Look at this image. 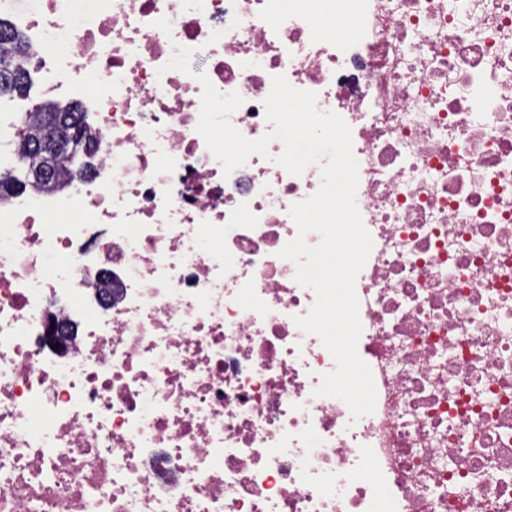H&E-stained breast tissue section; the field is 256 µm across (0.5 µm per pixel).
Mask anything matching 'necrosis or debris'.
Listing matches in <instances>:
<instances>
[{
  "instance_id": "4bbe7bcc",
  "label": "necrosis or debris",
  "mask_w": 512,
  "mask_h": 512,
  "mask_svg": "<svg viewBox=\"0 0 512 512\" xmlns=\"http://www.w3.org/2000/svg\"><path fill=\"white\" fill-rule=\"evenodd\" d=\"M310 2L0 0L98 135L68 189L0 195V512H512V0ZM178 45L247 138L275 75L350 126L372 414L315 396L279 256L319 166L224 175ZM49 333V336H45V343L54 348L72 339L75 333V325L54 319L49 323Z\"/></svg>"
}]
</instances>
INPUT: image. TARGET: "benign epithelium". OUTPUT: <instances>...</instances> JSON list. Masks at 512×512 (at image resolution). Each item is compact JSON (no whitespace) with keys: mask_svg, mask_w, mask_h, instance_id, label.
<instances>
[{"mask_svg":"<svg viewBox=\"0 0 512 512\" xmlns=\"http://www.w3.org/2000/svg\"><path fill=\"white\" fill-rule=\"evenodd\" d=\"M38 113L37 131L26 130L24 152L29 180L41 183L51 177L61 157L80 141V133L73 124L60 119V110L46 104L33 108ZM75 333V325L54 319L49 323V336L45 343L54 348L68 342Z\"/></svg>","mask_w":512,"mask_h":512,"instance_id":"1","label":"benign epithelium"}]
</instances>
